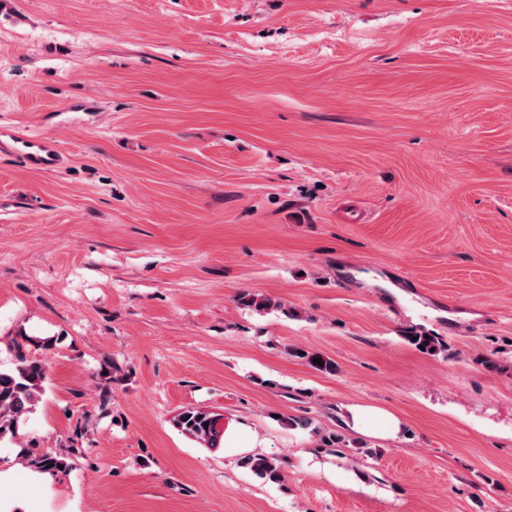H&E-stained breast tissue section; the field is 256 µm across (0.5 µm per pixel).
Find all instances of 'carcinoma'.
I'll return each mask as SVG.
<instances>
[{"instance_id":"1","label":"carcinoma","mask_w":512,"mask_h":512,"mask_svg":"<svg viewBox=\"0 0 512 512\" xmlns=\"http://www.w3.org/2000/svg\"><path fill=\"white\" fill-rule=\"evenodd\" d=\"M239 301L256 311L277 306L272 299L259 293H242ZM408 340L417 347H424L426 352L433 349L444 350L443 344L431 335L427 337L422 333H416L408 337ZM290 355L318 372L336 373V362L321 353L294 347L290 349ZM316 358L320 359L321 364L313 363ZM47 379L46 364L22 352L17 353L13 368L0 369V441L16 438L23 418L32 411L43 394ZM222 420H224L223 415L201 407L184 408L173 418L174 425L184 435L209 449H218L224 443L225 427L221 424ZM24 457L26 464L36 471L69 469V463L63 456L36 457L26 452ZM242 464L265 482L284 481L282 469L272 458L262 455L247 456L243 458Z\"/></svg>"}]
</instances>
